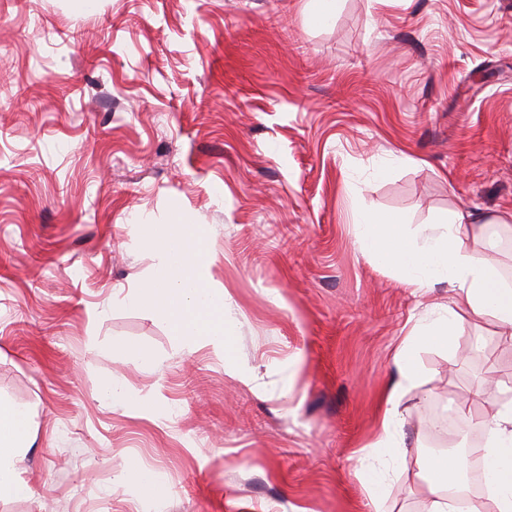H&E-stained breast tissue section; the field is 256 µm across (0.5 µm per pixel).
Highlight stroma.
Segmentation results:
<instances>
[{"mask_svg": "<svg viewBox=\"0 0 512 512\" xmlns=\"http://www.w3.org/2000/svg\"><path fill=\"white\" fill-rule=\"evenodd\" d=\"M310 5L0 0V398L28 414L34 491L0 512H368L393 352L448 287L363 257L354 210L414 228L512 209V0H339L317 28ZM181 211L206 227L232 356L123 303L155 264L132 225ZM458 346L418 354L382 512H421L418 456L467 448L436 408L483 415V380L512 388L493 319ZM106 379L141 407L112 411ZM125 468L166 496L138 499Z\"/></svg>", "mask_w": 512, "mask_h": 512, "instance_id": "stroma-1", "label": "stroma"}]
</instances>
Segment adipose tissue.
I'll return each mask as SVG.
<instances>
[{
    "label": "adipose tissue",
    "instance_id": "adipose-tissue-1",
    "mask_svg": "<svg viewBox=\"0 0 512 512\" xmlns=\"http://www.w3.org/2000/svg\"><path fill=\"white\" fill-rule=\"evenodd\" d=\"M354 220L355 243L364 257L394 269L406 286L426 290L444 283L451 295L450 303L434 304L430 320L415 328L394 351L396 377L384 390L381 430L374 442L392 454L402 445L400 403L420 377V349L454 350L469 317L493 318L500 335L512 338V288L502 284L493 260L472 253L461 233L466 224L480 231L490 225L512 227V211L483 218L454 209L433 215L413 230L406 228L401 216L377 210H357ZM137 231L157 263L146 285L128 297V305L154 312L181 343L230 352L234 339L224 325L227 293L211 284L203 225L181 216L173 224L138 225ZM483 395L495 411L475 423L483 438L475 453L482 463L492 512H512V395L498 387L486 388ZM29 438L25 410L0 399V499L25 498L31 493L19 474ZM419 469L428 489L423 512H480L459 498L467 469L459 455L422 456Z\"/></svg>",
    "mask_w": 512,
    "mask_h": 512
}]
</instances>
